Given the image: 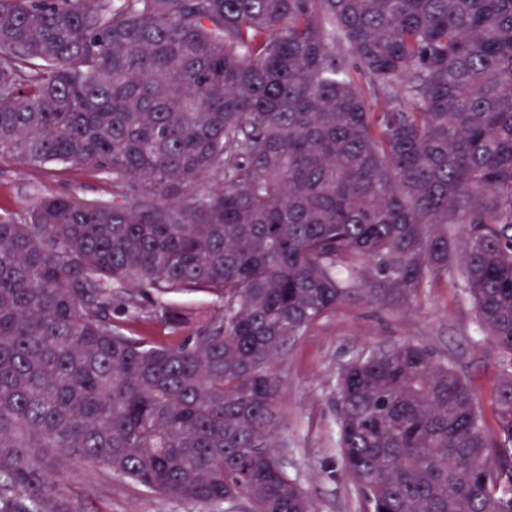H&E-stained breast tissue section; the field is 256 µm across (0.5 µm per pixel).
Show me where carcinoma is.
I'll list each match as a JSON object with an SVG mask.
<instances>
[{
	"instance_id": "cac0c4a2",
	"label": "carcinoma",
	"mask_w": 512,
	"mask_h": 512,
	"mask_svg": "<svg viewBox=\"0 0 512 512\" xmlns=\"http://www.w3.org/2000/svg\"><path fill=\"white\" fill-rule=\"evenodd\" d=\"M2 158L115 192L0 214V512H79L63 460L316 512L274 449L276 358L451 268L512 368V0H0ZM125 279L220 309L161 304L194 335L135 340L112 321ZM337 413L371 512H512V380L491 431L402 342L345 367Z\"/></svg>"
}]
</instances>
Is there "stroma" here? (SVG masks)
<instances>
[{
	"instance_id": "1",
	"label": "stroma",
	"mask_w": 512,
	"mask_h": 512,
	"mask_svg": "<svg viewBox=\"0 0 512 512\" xmlns=\"http://www.w3.org/2000/svg\"><path fill=\"white\" fill-rule=\"evenodd\" d=\"M110 176L62 163L30 167L0 161V210L22 216L44 195L81 201L111 200ZM456 272L427 280L403 305L349 301L288 342L277 362L283 381L273 442L282 464L317 512H364L337 448L336 382L341 369L373 350L402 342L428 348L471 384L485 415H492L507 376L502 355L480 328L472 301ZM114 298L127 309L113 312L127 335L173 344L192 332L174 329L154 315L156 301L132 281L114 282ZM66 493L80 512H202L200 505L151 492L130 479L88 463H65Z\"/></svg>"
}]
</instances>
